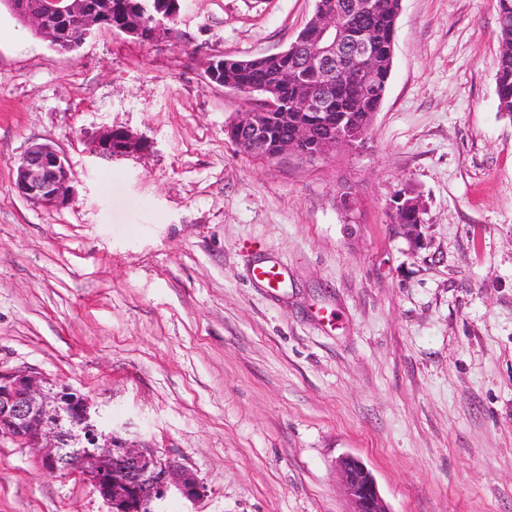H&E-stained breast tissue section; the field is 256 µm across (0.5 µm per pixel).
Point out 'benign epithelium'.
<instances>
[{"label": "benign epithelium", "instance_id": "1", "mask_svg": "<svg viewBox=\"0 0 512 512\" xmlns=\"http://www.w3.org/2000/svg\"><path fill=\"white\" fill-rule=\"evenodd\" d=\"M11 6L16 17L33 26L61 53L78 50L96 31L112 24V0H14ZM379 7V0H335L328 8L315 9L288 49L275 53L282 58L300 57L296 68L284 69L280 74L281 83L298 88L293 109L326 123L336 80L351 76L364 87H371L376 68L392 61L393 46L380 53L370 34L352 32L343 41L337 31L341 17L371 14ZM179 11L178 0H158L152 5L153 41L171 35V20ZM203 65L211 82L258 101L257 111L243 113L227 127L231 140L243 143L256 156L293 155L313 161L355 151L365 139L366 129L353 128L342 117L337 127L326 132L300 123L291 137L278 139L273 130L277 121H288V113L275 86H238L224 78V63L216 54L205 56ZM308 73L317 76V85H308ZM147 147L143 137L121 128L105 129L95 140V151L113 159L134 157ZM72 182L64 154L49 144L36 143L18 162L14 188L35 204L59 209L67 207L73 198ZM423 211L421 198L411 192L403 189L394 195L391 213L398 220L410 213L420 218ZM0 438L33 451L43 470L64 472L91 484L110 512H158L157 504L171 492L188 500L203 493L191 469L160 455L146 443L129 442L92 399L67 388L54 390L51 379L32 368L0 366ZM336 467L351 500V512H388L374 476L360 460L345 456Z\"/></svg>", "mask_w": 512, "mask_h": 512}]
</instances>
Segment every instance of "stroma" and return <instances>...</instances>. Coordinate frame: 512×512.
Here are the masks:
<instances>
[{
	"label": "stroma",
	"mask_w": 512,
	"mask_h": 512,
	"mask_svg": "<svg viewBox=\"0 0 512 512\" xmlns=\"http://www.w3.org/2000/svg\"><path fill=\"white\" fill-rule=\"evenodd\" d=\"M315 0H182L171 38L110 31L61 53L0 7V366L37 369L191 469L164 512H350L360 459L389 512H512V117L497 0H402L364 145L239 152L245 97L204 54L288 49ZM150 149L93 151L106 128ZM52 145L62 209L15 191ZM357 206L342 210L340 189ZM425 205L414 247L395 191ZM273 265L279 288L252 270ZM0 512H108L0 438ZM499 111L512 115V54L499 55L495 73ZM72 172L63 153L45 143L28 147L16 167L14 188L46 208H65L73 198Z\"/></svg>",
	"instance_id": "35a3bbf8"
}]
</instances>
